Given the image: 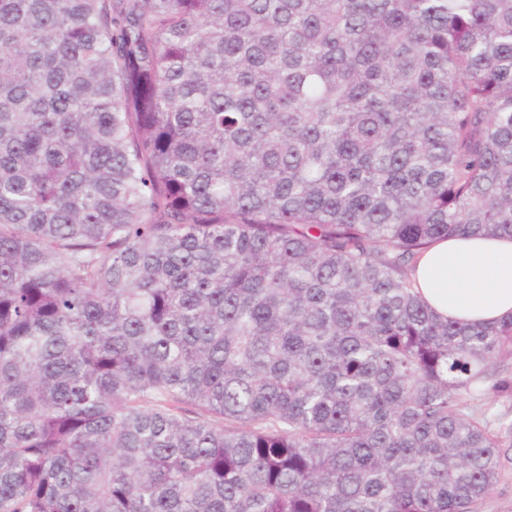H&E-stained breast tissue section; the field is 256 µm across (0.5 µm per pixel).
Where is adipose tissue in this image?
Listing matches in <instances>:
<instances>
[{"label":"adipose tissue","instance_id":"adipose-tissue-1","mask_svg":"<svg viewBox=\"0 0 512 512\" xmlns=\"http://www.w3.org/2000/svg\"><path fill=\"white\" fill-rule=\"evenodd\" d=\"M414 286L440 316L493 324L512 315V239L437 242L421 256Z\"/></svg>","mask_w":512,"mask_h":512}]
</instances>
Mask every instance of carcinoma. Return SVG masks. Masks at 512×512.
I'll use <instances>...</instances> for the list:
<instances>
[{
    "mask_svg": "<svg viewBox=\"0 0 512 512\" xmlns=\"http://www.w3.org/2000/svg\"><path fill=\"white\" fill-rule=\"evenodd\" d=\"M465 235L512 0H0V512H481L512 316L411 279ZM471 408L477 410L478 414L485 416L492 421V427L499 425L496 419L506 425H512V392L510 393H490L481 400H470Z\"/></svg>",
    "mask_w": 512,
    "mask_h": 512,
    "instance_id": "cac0c4a2",
    "label": "carcinoma"
}]
</instances>
